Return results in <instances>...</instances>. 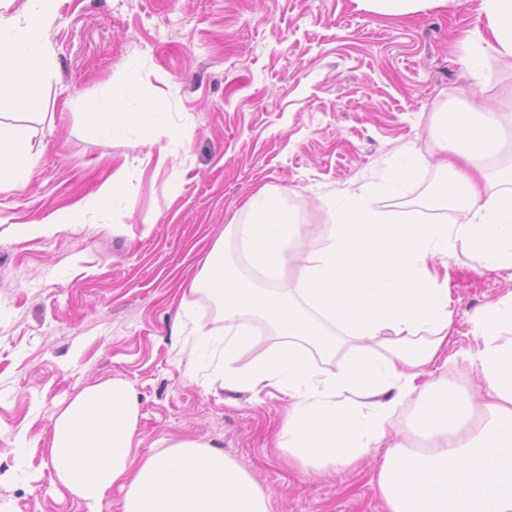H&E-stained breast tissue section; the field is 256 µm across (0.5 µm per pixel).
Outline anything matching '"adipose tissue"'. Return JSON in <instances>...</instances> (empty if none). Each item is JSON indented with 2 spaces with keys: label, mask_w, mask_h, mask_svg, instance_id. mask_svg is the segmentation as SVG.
I'll return each mask as SVG.
<instances>
[{
  "label": "adipose tissue",
  "mask_w": 512,
  "mask_h": 512,
  "mask_svg": "<svg viewBox=\"0 0 512 512\" xmlns=\"http://www.w3.org/2000/svg\"><path fill=\"white\" fill-rule=\"evenodd\" d=\"M53 3L27 0L24 19L0 16V98L15 107L12 126L0 128V191L23 185L32 172L26 120L42 108L36 88L48 70L43 30ZM481 14L483 29L466 32L465 42L489 35L498 57L512 59V0H482ZM139 99L132 111L100 99L93 126L104 135L126 125L181 137L149 85ZM429 135L441 158L408 149L388 188L436 164L449 186L436 204L459 212L460 221L402 220L375 208L361 188L333 201L326 244L300 261V224L278 192L261 188L243 223L225 225L191 285L192 294L219 298L224 313L223 336L202 328L197 336L223 348L224 388L288 396L284 446L303 471L344 469L382 446L377 485L386 512H512V341L502 336L512 329V290L472 318V343L461 355L481 380V402L426 379L452 337L450 261L475 249L484 268L512 271V189H492L489 179L500 155L499 118L475 96L464 110L434 113ZM291 265L297 271L287 291L270 289L268 279ZM253 321L265 322L281 345L234 367L238 351L257 344ZM315 351L343 362L321 373ZM411 401L420 408L419 448L397 420ZM138 417L139 400L124 380L83 389L54 418L48 455L55 483L90 512L115 486L124 492L123 512H271L249 474L201 440L176 438L138 458Z\"/></svg>",
  "instance_id": "adipose-tissue-1"
}]
</instances>
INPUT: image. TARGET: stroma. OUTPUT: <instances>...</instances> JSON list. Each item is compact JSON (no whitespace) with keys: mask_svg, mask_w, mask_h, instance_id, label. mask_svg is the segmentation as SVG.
<instances>
[{"mask_svg":"<svg viewBox=\"0 0 512 512\" xmlns=\"http://www.w3.org/2000/svg\"><path fill=\"white\" fill-rule=\"evenodd\" d=\"M480 2L391 17L358 0H57L43 108L28 122L35 166L0 192V512H88L55 485L46 448L56 414L115 377L139 397L140 456L191 437L246 471L272 512H385L380 456L305 474L276 446L287 395L215 381L195 328L219 332L224 319L188 287L263 186L305 225L304 254L326 241L329 202L363 185L380 208L448 220L421 205L445 178L437 168L399 194L385 186L406 147L433 149V114L473 93L512 154V63L489 50L480 72L460 61ZM142 83L184 139L94 131L97 100L137 107ZM114 174L118 194L98 209ZM448 286L465 350L471 317L512 282L469 251Z\"/></svg>","mask_w":512,"mask_h":512,"instance_id":"1","label":"stroma"}]
</instances>
